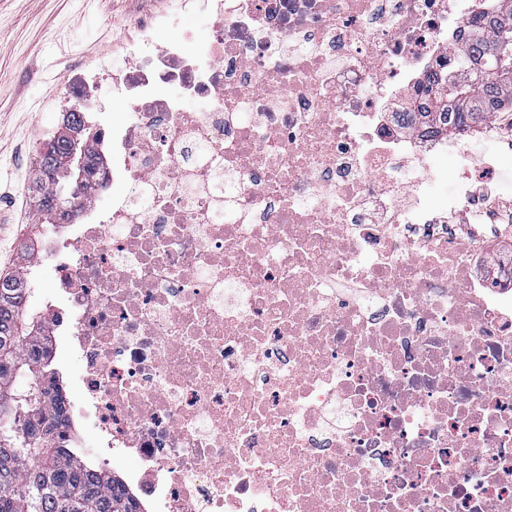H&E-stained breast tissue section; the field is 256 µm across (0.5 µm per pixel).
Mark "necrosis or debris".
Returning a JSON list of instances; mask_svg holds the SVG:
<instances>
[{
	"label": "necrosis or debris",
	"instance_id": "4bbe7bcc",
	"mask_svg": "<svg viewBox=\"0 0 512 512\" xmlns=\"http://www.w3.org/2000/svg\"><path fill=\"white\" fill-rule=\"evenodd\" d=\"M188 3L204 32L63 80L61 112L102 84L128 112L66 219L33 216L67 419L137 457L153 512H512V285L458 244L475 152L410 120L468 0H170L144 29ZM437 164L446 172L448 178L441 182L427 184L424 189V199L431 205H438L448 201V194L452 193L456 185V169L452 156L437 157Z\"/></svg>",
	"mask_w": 512,
	"mask_h": 512
}]
</instances>
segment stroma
Returning <instances> with one entry per match:
<instances>
[{"instance_id": "obj_1", "label": "stroma", "mask_w": 512, "mask_h": 512, "mask_svg": "<svg viewBox=\"0 0 512 512\" xmlns=\"http://www.w3.org/2000/svg\"><path fill=\"white\" fill-rule=\"evenodd\" d=\"M142 0H0V275L24 263L15 243L33 209L21 192L25 161L60 126L66 72L90 63L125 69L146 38ZM485 149L496 161L491 199L512 210V133L495 124Z\"/></svg>"}]
</instances>
